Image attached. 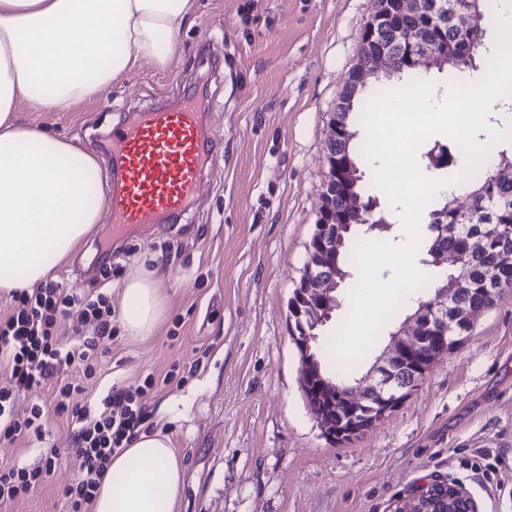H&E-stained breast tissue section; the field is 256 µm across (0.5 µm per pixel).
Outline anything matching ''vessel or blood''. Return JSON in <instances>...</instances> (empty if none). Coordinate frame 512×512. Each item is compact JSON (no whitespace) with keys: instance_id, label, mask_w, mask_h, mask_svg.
<instances>
[{"instance_id":"b4317fda","label":"vessel or blood","mask_w":512,"mask_h":512,"mask_svg":"<svg viewBox=\"0 0 512 512\" xmlns=\"http://www.w3.org/2000/svg\"><path fill=\"white\" fill-rule=\"evenodd\" d=\"M202 128L203 115L189 98L178 109L139 112L113 128L112 206L107 211L113 235L124 234L132 224L151 230L161 216L193 208L215 158Z\"/></svg>"}]
</instances>
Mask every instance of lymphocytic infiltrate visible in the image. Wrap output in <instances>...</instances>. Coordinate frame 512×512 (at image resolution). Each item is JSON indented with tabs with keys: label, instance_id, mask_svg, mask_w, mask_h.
<instances>
[{
	"label": "lymphocytic infiltrate",
	"instance_id": "1",
	"mask_svg": "<svg viewBox=\"0 0 512 512\" xmlns=\"http://www.w3.org/2000/svg\"><path fill=\"white\" fill-rule=\"evenodd\" d=\"M14 298V312L0 318V364L6 367V380L0 384V440L9 442L23 435L40 439L45 432L41 406L35 404L17 414V396L46 384L64 366L92 375L98 365L99 344L111 339L113 332L112 307L104 295L76 294L48 282L32 290L15 291ZM76 304L82 306L92 334L65 348L58 333L69 307ZM80 391V386L67 383L59 387L55 399L57 416L71 420L76 427L75 452L81 460L79 477L60 490L68 512H86L112 456L129 447L146 423L136 390L114 389L95 418L88 417L78 402ZM52 471L49 459L33 467L1 468L0 500L29 492L47 481Z\"/></svg>",
	"mask_w": 512,
	"mask_h": 512
}]
</instances>
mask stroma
Returning <instances> with one entry per match:
<instances>
[{
    "instance_id": "35a3bbf8",
    "label": "stroma",
    "mask_w": 512,
    "mask_h": 512,
    "mask_svg": "<svg viewBox=\"0 0 512 512\" xmlns=\"http://www.w3.org/2000/svg\"><path fill=\"white\" fill-rule=\"evenodd\" d=\"M373 10L374 0H199L170 67L141 64L68 112L19 110L18 123L79 144L106 173L102 137L127 113L192 95L210 112L217 154L188 215L117 254L97 224L50 271L67 290L107 296L112 339L92 376L64 367L18 397V413L42 405L47 431L0 443V468L53 451L56 470L0 512H67L59 489L80 460L54 418L58 386L80 384L95 414L112 388L148 377V423L184 468L174 512H391L429 480L463 482L479 512H512V289L357 439L327 440L300 388L288 303L330 179L329 120ZM143 264L167 310L141 341L123 329L120 288Z\"/></svg>"
}]
</instances>
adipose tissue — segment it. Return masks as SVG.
I'll return each mask as SVG.
<instances>
[{
  "instance_id": "adipose-tissue-1",
  "label": "adipose tissue",
  "mask_w": 512,
  "mask_h": 512,
  "mask_svg": "<svg viewBox=\"0 0 512 512\" xmlns=\"http://www.w3.org/2000/svg\"><path fill=\"white\" fill-rule=\"evenodd\" d=\"M198 0H0V293L45 279L101 220L95 160L79 145L14 122L19 106L68 112L143 60L167 67ZM122 324L152 336L166 303L153 271L122 284ZM183 465L162 432L113 456L93 512H174Z\"/></svg>"
}]
</instances>
